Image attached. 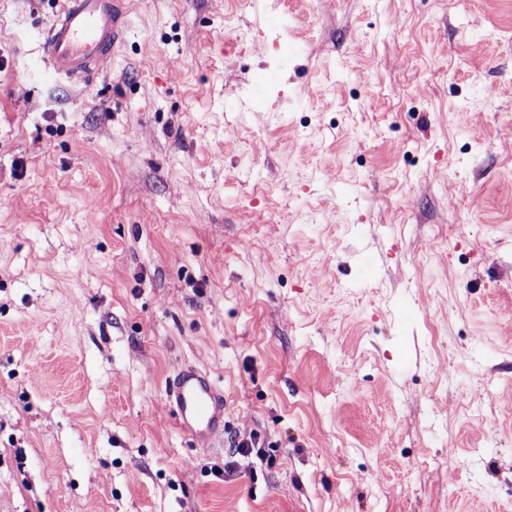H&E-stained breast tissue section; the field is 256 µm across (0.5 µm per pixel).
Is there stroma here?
Returning <instances> with one entry per match:
<instances>
[{
  "label": "stroma",
  "mask_w": 512,
  "mask_h": 512,
  "mask_svg": "<svg viewBox=\"0 0 512 512\" xmlns=\"http://www.w3.org/2000/svg\"><path fill=\"white\" fill-rule=\"evenodd\" d=\"M55 9L0 0V512L512 503V0H129L91 95ZM176 422L198 448L209 447L217 432H224V395L213 379L196 368L181 370L169 388Z\"/></svg>",
  "instance_id": "35a3bbf8"
}]
</instances>
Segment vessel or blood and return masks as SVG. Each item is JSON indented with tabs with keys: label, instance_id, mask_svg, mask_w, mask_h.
Listing matches in <instances>:
<instances>
[{
	"label": "vessel or blood",
	"instance_id": "b4317fda",
	"mask_svg": "<svg viewBox=\"0 0 512 512\" xmlns=\"http://www.w3.org/2000/svg\"><path fill=\"white\" fill-rule=\"evenodd\" d=\"M43 45L53 75L83 83L93 92L91 77L111 59L125 30V0H59ZM176 422L197 447H208L224 429V395L213 379L196 368L181 370L169 388Z\"/></svg>",
	"mask_w": 512,
	"mask_h": 512
}]
</instances>
